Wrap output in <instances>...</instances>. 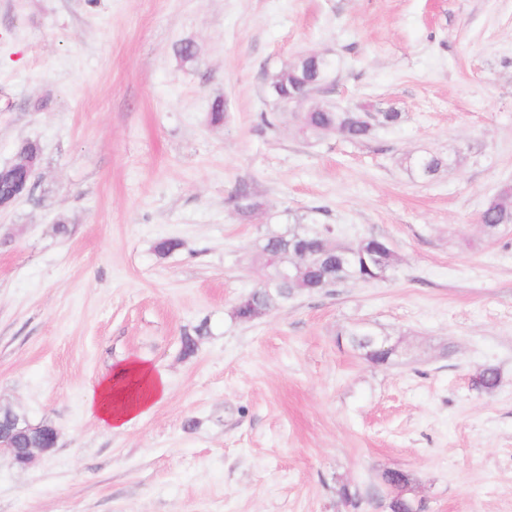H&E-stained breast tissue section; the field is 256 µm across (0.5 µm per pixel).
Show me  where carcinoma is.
Segmentation results:
<instances>
[{
  "label": "carcinoma",
  "mask_w": 512,
  "mask_h": 512,
  "mask_svg": "<svg viewBox=\"0 0 512 512\" xmlns=\"http://www.w3.org/2000/svg\"><path fill=\"white\" fill-rule=\"evenodd\" d=\"M336 72V60L322 57L317 62H306L302 56L286 69L274 75L270 84L279 85L287 92L307 78L327 82ZM292 116L299 130L308 137L324 138L341 136L353 142H360L372 135L381 126H393L402 121V113L390 111L378 113V122L368 119L367 112H350L326 102L312 106L306 112H294ZM403 162L410 174L421 181L432 179L448 164L443 157L424 152L405 156ZM480 223L493 233L502 226L512 224V185L502 187L492 196L480 213ZM334 229L327 227L322 234L294 232L288 236H270L262 245L260 258L267 273L277 266L293 261L291 279L280 282L268 292L259 287L242 296L233 309L240 321L250 322L264 317L271 309L282 306L296 295L315 293L323 288L325 264L336 259V269L345 280L364 283L385 280L396 263V255L383 238L365 237L353 245H346L333 237ZM294 242L312 252L336 249L319 262H309L288 255V242ZM12 420H24V414L10 406H0V433L8 437L16 455L23 457L33 448H50L55 445L57 428L50 422L42 421L23 431L10 429Z\"/></svg>",
  "instance_id": "1"
}]
</instances>
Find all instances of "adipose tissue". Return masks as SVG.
Returning <instances> with one entry per match:
<instances>
[{"mask_svg":"<svg viewBox=\"0 0 512 512\" xmlns=\"http://www.w3.org/2000/svg\"><path fill=\"white\" fill-rule=\"evenodd\" d=\"M168 395L163 373L154 371L137 359L115 368L111 376L97 380L88 390L87 405L91 415L115 431L151 411Z\"/></svg>","mask_w":512,"mask_h":512,"instance_id":"obj_1","label":"adipose tissue"}]
</instances>
